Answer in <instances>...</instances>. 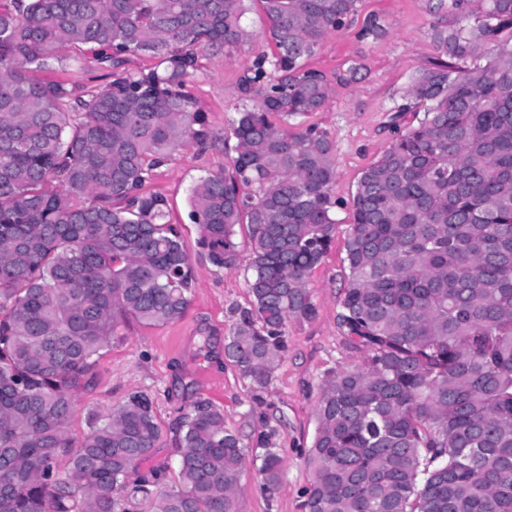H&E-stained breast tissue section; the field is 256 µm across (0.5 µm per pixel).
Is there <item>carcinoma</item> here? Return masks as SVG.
<instances>
[{
    "mask_svg": "<svg viewBox=\"0 0 512 512\" xmlns=\"http://www.w3.org/2000/svg\"><path fill=\"white\" fill-rule=\"evenodd\" d=\"M245 2L0 4V512H242L249 461L264 494L281 488L275 432L249 458L208 400L185 415L164 487L162 470H140L161 439L145 393L79 446L67 434L119 326L189 306L181 232L144 188L178 148L216 142L187 86L201 53L248 40ZM258 2L275 52L240 78L234 155L192 188L188 217L220 269L249 227L252 301L224 359L264 388L288 320L316 313L308 276L336 224L335 142L304 124L330 85L304 61L356 0ZM432 9L457 22L433 28L438 56L411 83L407 123L353 197L337 325L364 357L321 385L305 512H512V0ZM70 46L114 76L107 89L35 78ZM140 55L159 66L127 71Z\"/></svg>",
    "mask_w": 512,
    "mask_h": 512,
    "instance_id": "1",
    "label": "carcinoma"
}]
</instances>
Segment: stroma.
<instances>
[{"label": "stroma", "instance_id": "stroma-1", "mask_svg": "<svg viewBox=\"0 0 512 512\" xmlns=\"http://www.w3.org/2000/svg\"><path fill=\"white\" fill-rule=\"evenodd\" d=\"M371 19L380 30L363 35ZM244 22L252 39L229 57L204 54L189 86L207 113L216 143L187 145L145 186L166 198L169 219L177 224L190 255L194 288L189 308L181 320L164 326L134 320L122 326L100 358L95 379L79 394L68 434L73 443H81L94 420L107 416L130 393L144 392L162 429L151 463L171 470L179 458L184 415L197 401L208 400L223 408L226 428L237 432L249 450H256L269 430L277 432L275 443L284 460L281 488L275 496L264 495L256 468L247 466L240 480L243 512H304L302 491L312 472L302 452L314 439L321 384L328 372L361 364L363 357L337 325L352 199L365 168L390 144L397 109L405 104L413 78L436 55L430 33L437 18L428 12L426 0H358L346 25L306 62L330 81L324 108L308 120L336 142L335 232L322 263L308 278L316 314L309 320H289L287 352L269 385L260 390L224 360L233 312L251 304L245 281L248 228H239L236 268L222 270L202 254L200 228L188 218L191 187L208 172L222 169L226 147L236 143L231 121L241 105L239 79L258 56L273 48L260 6L250 5ZM354 63L360 67L356 81L340 82V74Z\"/></svg>", "mask_w": 512, "mask_h": 512}]
</instances>
